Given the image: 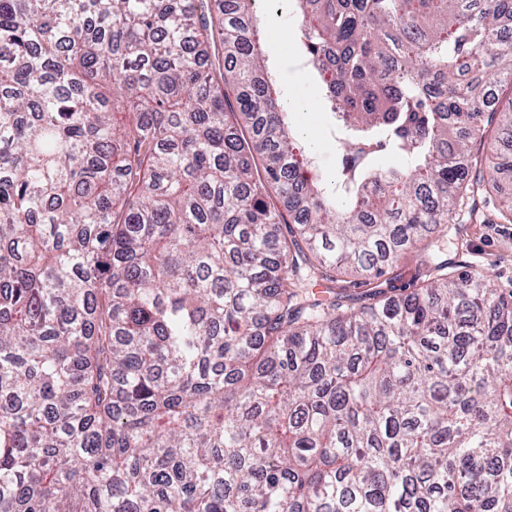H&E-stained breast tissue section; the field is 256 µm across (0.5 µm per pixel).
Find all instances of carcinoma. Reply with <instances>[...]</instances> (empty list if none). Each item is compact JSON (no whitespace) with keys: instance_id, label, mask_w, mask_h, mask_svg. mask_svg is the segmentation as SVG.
Wrapping results in <instances>:
<instances>
[{"instance_id":"carcinoma-1","label":"carcinoma","mask_w":512,"mask_h":512,"mask_svg":"<svg viewBox=\"0 0 512 512\" xmlns=\"http://www.w3.org/2000/svg\"><path fill=\"white\" fill-rule=\"evenodd\" d=\"M293 2L338 197L246 0H0V512H512V294L438 247L512 0ZM414 255V252L402 255L398 267L394 269V276L396 277L390 285H393L395 288H413L412 282L417 273Z\"/></svg>"}]
</instances>
